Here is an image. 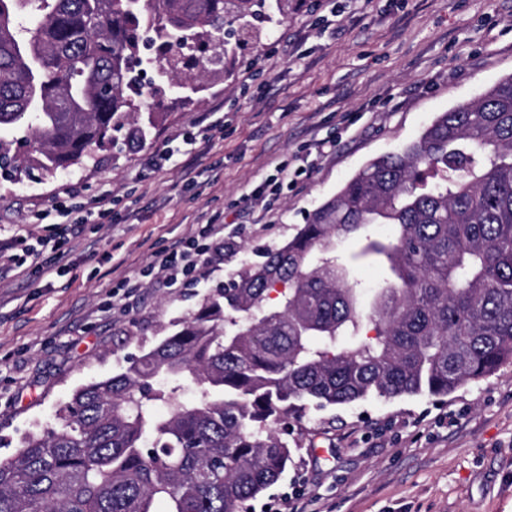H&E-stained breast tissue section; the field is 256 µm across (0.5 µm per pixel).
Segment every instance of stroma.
<instances>
[{
  "instance_id": "obj_1",
  "label": "stroma",
  "mask_w": 512,
  "mask_h": 512,
  "mask_svg": "<svg viewBox=\"0 0 512 512\" xmlns=\"http://www.w3.org/2000/svg\"><path fill=\"white\" fill-rule=\"evenodd\" d=\"M337 34L317 0H289L273 36L238 50L202 100H165L138 146L95 151L42 181L0 176V238L28 244L78 219L60 204L110 196L140 223L89 216L66 271L42 277L44 254L0 278V460L54 426L78 388L125 370L131 356L181 330L228 279L290 240L309 214L370 159L400 151L438 113L512 74V0H336ZM214 128L209 144L183 139ZM172 149L163 169L149 168ZM302 168L273 210L240 205L279 162ZM229 225L222 257L187 288L148 279L126 308L112 291L207 222ZM288 422L286 471L249 512L306 484L307 512H512V361L445 397L371 398Z\"/></svg>"
}]
</instances>
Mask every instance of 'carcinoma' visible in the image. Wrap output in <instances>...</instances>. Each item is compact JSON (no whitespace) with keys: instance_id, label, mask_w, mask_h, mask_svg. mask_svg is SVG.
I'll return each instance as SVG.
<instances>
[{"instance_id":"obj_1","label":"carcinoma","mask_w":512,"mask_h":512,"mask_svg":"<svg viewBox=\"0 0 512 512\" xmlns=\"http://www.w3.org/2000/svg\"><path fill=\"white\" fill-rule=\"evenodd\" d=\"M266 0H0V160L47 176L204 90ZM393 233L374 237L373 226ZM388 264L369 306L336 241ZM288 285L275 307L265 300ZM373 337L360 336L364 323ZM512 360V75L353 175L178 334L0 460V512H244L307 404L447 396ZM170 375L180 383L166 386ZM193 384V400L179 398ZM164 404L166 410L157 409Z\"/></svg>"}]
</instances>
